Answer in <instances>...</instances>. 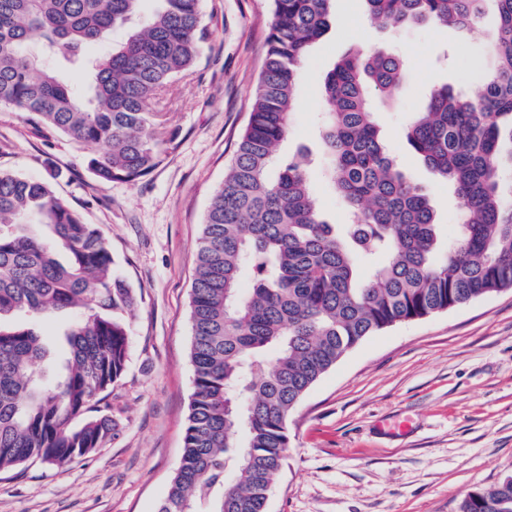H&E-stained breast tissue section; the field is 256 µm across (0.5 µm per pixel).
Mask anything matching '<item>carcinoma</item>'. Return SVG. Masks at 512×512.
Masks as SVG:
<instances>
[{"label": "carcinoma", "instance_id": "1", "mask_svg": "<svg viewBox=\"0 0 512 512\" xmlns=\"http://www.w3.org/2000/svg\"><path fill=\"white\" fill-rule=\"evenodd\" d=\"M142 2L0 0V107L99 148L89 165L102 182L160 165L166 131L148 103L192 70L208 40L200 0H158L147 16ZM269 2L250 119L203 222L190 309L194 392L158 512H264L290 415L348 350L395 324L512 289V180H503L512 173V0H496L495 68L480 95L438 86L405 129L460 203L446 242L428 194L402 172L371 112L373 96L399 92L397 54L351 49L324 79L320 137L328 180L352 219L344 232L317 209L303 160L278 157L301 65L330 29L334 0ZM363 2L386 27L467 30L485 0ZM116 30L119 42L92 52ZM30 45L51 64L33 62ZM366 264L375 266L368 279ZM133 304L98 229L50 181L0 169L1 472L62 466L101 447L114 424L94 411L125 371L123 314ZM72 310L47 377L50 345L15 317ZM459 512H512V476L469 494Z\"/></svg>", "mask_w": 512, "mask_h": 512}]
</instances>
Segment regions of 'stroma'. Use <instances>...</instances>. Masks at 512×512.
<instances>
[{"label": "stroma", "instance_id": "35a3bbf8", "mask_svg": "<svg viewBox=\"0 0 512 512\" xmlns=\"http://www.w3.org/2000/svg\"><path fill=\"white\" fill-rule=\"evenodd\" d=\"M210 40L198 65L150 101L172 140L163 162L130 182L103 183L93 149L0 109V169L50 179L112 248L136 299L127 362L99 405L116 428L94 454L62 467L0 473V512H157L180 462L194 392L190 301L204 216L248 124L270 20L268 0H202ZM381 28L361 0H336L327 34L304 61L279 154L305 153L318 208L349 223L324 176L322 76L351 46L395 52L405 71L374 120L405 174L435 202L453 237L457 200L408 147L407 122L433 87L477 92L497 24ZM290 447L268 512H459L471 492L512 475V289L366 337L304 394L288 421Z\"/></svg>", "mask_w": 512, "mask_h": 512}]
</instances>
